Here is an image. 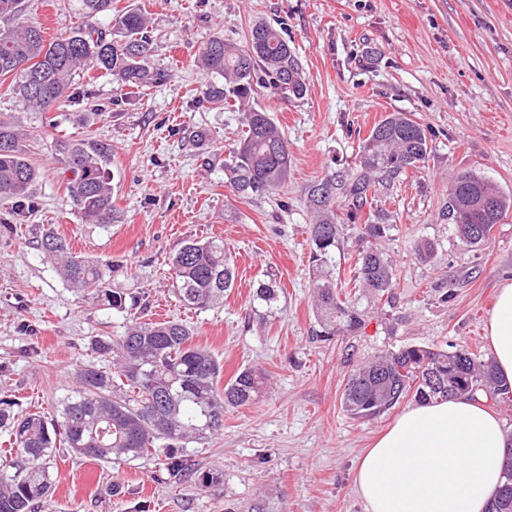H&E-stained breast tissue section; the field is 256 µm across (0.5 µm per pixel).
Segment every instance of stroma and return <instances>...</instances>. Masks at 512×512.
Returning <instances> with one entry per match:
<instances>
[{
	"label": "stroma",
	"mask_w": 512,
	"mask_h": 512,
	"mask_svg": "<svg viewBox=\"0 0 512 512\" xmlns=\"http://www.w3.org/2000/svg\"><path fill=\"white\" fill-rule=\"evenodd\" d=\"M152 27L153 67L165 83L124 95L102 70L76 76L73 102L44 130L38 112L0 86V116L27 135L40 177L30 205L0 206V400L13 412H50L94 360L96 336H119L131 319L179 320L223 368L222 381L252 367L265 388L229 408L224 430L188 443L192 463L218 484L168 483L153 463L108 464L60 451L53 486L36 512H367L353 483L356 459L403 409L355 419L341 396L349 372L382 350L422 346L490 356L486 324L495 295L512 281V211L474 247L442 216L448 188L465 170L512 194V0H114ZM26 18L46 40L87 19L81 0H25ZM280 31L295 50L308 91L291 102L259 93L289 142L287 184L271 195L235 196L222 167H204L187 142L205 130L211 152L227 154L242 115L207 102L214 77L198 57L215 36L243 45L253 22ZM409 113L431 154L375 205L392 229L381 242L394 267L393 305L370 309L360 335L321 341L309 279L307 192L332 168L354 165L375 124ZM111 144L107 172L117 219L85 223L59 177L51 139ZM73 252L111 260V285L129 308L99 306L70 288L37 246L46 230ZM222 239L235 285L222 304L186 306L173 291L170 258L184 244ZM432 242V255L416 247ZM275 281V313L251 309L253 285ZM125 487L112 493L113 483Z\"/></svg>",
	"instance_id": "1"
}]
</instances>
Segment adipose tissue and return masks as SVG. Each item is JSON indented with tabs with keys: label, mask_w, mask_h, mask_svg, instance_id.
Returning a JSON list of instances; mask_svg holds the SVG:
<instances>
[{
	"label": "adipose tissue",
	"mask_w": 512,
	"mask_h": 512,
	"mask_svg": "<svg viewBox=\"0 0 512 512\" xmlns=\"http://www.w3.org/2000/svg\"><path fill=\"white\" fill-rule=\"evenodd\" d=\"M487 336L512 382V283L498 291ZM507 435L484 401L437 400L405 411L358 460L367 512H487L502 476Z\"/></svg>",
	"instance_id": "ef3b65f1"
}]
</instances>
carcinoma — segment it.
Segmentation results:
<instances>
[{"instance_id": "1", "label": "carcinoma", "mask_w": 512, "mask_h": 512, "mask_svg": "<svg viewBox=\"0 0 512 512\" xmlns=\"http://www.w3.org/2000/svg\"><path fill=\"white\" fill-rule=\"evenodd\" d=\"M82 5L92 18L113 15L112 27L87 23L48 42L40 25L22 18L23 0H0V19L12 21L0 29V81L9 80L10 94L44 114L50 128L54 124L48 113L70 103L74 77L90 64L105 70L121 89L140 91L168 77L150 64L152 38L143 13L128 9L114 15L112 0H82ZM199 61L204 70L224 78L207 87V101L244 111L242 135L221 161L226 183L242 198L272 194L288 181V140L268 112L249 102L261 89L282 99L303 98L307 85L298 57L277 29L257 21L243 46L215 38ZM23 137L11 122L0 120L1 205L29 199L39 176ZM189 137L202 151L204 165L217 160L207 151L206 131L192 130ZM52 146L82 219L89 224L112 223V185L106 172L110 145L55 140ZM429 153L422 125L405 112H392L362 141L359 164L331 170L309 187L313 308L325 340L356 336L365 327L359 300L340 298L342 284L335 275L338 226L368 214L362 218L367 245L356 255L354 281L373 300H389L394 271L378 241L387 237L392 225L383 211L367 212L365 207L408 169L425 162ZM511 209V196L480 175L464 172L448 188L444 217L455 225L460 240L478 246L489 240L494 225ZM39 248L59 261L60 274L70 287L91 292L107 309H126L125 294L110 288L109 261L72 254L66 239L52 231L43 234ZM170 270L180 300L201 310L223 302L235 279L229 251L219 239L185 244L171 258ZM278 302L272 281L259 284L249 299L251 305L270 311ZM192 338V328L180 321H134L121 336L91 341L98 362L79 366L76 386L57 401L53 415L1 408L0 428L7 432L16 458L0 463V512H35L36 504L50 494V463L59 451V437L75 456L110 463L161 455V469L172 483L191 479L206 488L218 482L215 472L189 464L178 443L205 440L223 431L224 411L254 402L264 378L249 367L219 386L218 360ZM101 361L112 366H101ZM410 394L419 402L483 394L495 404L512 399V385L498 375L489 357L463 349L409 346L376 355L353 369L342 406L354 418L372 419ZM491 512H512L511 454Z\"/></svg>"}]
</instances>
